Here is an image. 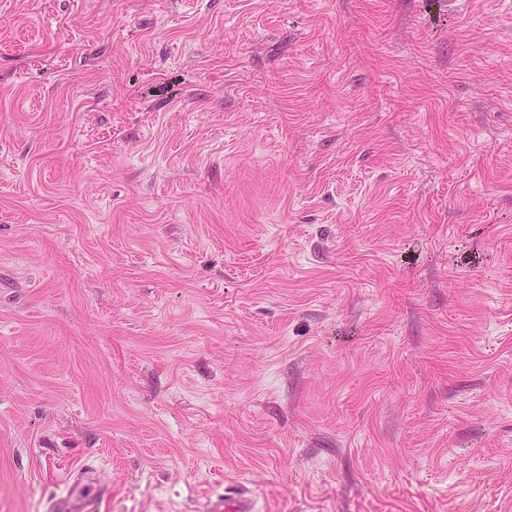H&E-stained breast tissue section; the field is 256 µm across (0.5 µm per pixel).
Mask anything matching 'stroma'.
I'll return each instance as SVG.
<instances>
[{
    "instance_id": "35a3bbf8",
    "label": "stroma",
    "mask_w": 512,
    "mask_h": 512,
    "mask_svg": "<svg viewBox=\"0 0 512 512\" xmlns=\"http://www.w3.org/2000/svg\"><path fill=\"white\" fill-rule=\"evenodd\" d=\"M512 512V0H0V512ZM68 490L54 499L50 512H99L111 498L112 488L101 483L96 470L82 467L71 471L66 478ZM208 512H254L253 500L244 489H240L234 495H224L212 501Z\"/></svg>"
}]
</instances>
